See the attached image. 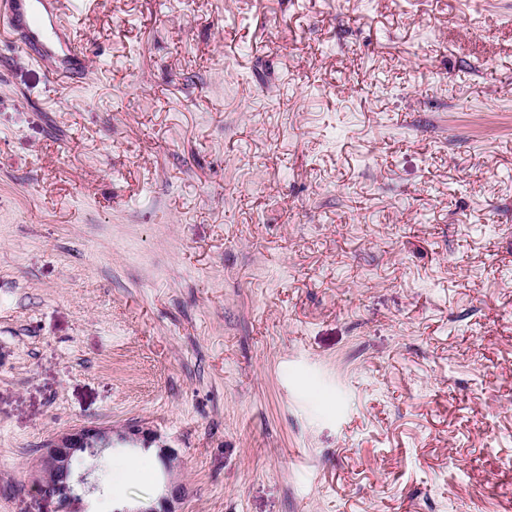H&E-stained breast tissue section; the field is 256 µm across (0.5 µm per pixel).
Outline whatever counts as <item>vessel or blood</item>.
<instances>
[{"mask_svg":"<svg viewBox=\"0 0 512 512\" xmlns=\"http://www.w3.org/2000/svg\"><path fill=\"white\" fill-rule=\"evenodd\" d=\"M63 0H0V19L51 78H77L87 53L63 22Z\"/></svg>","mask_w":512,"mask_h":512,"instance_id":"obj_1","label":"vessel or blood"}]
</instances>
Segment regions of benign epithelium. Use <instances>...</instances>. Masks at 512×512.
<instances>
[{"mask_svg":"<svg viewBox=\"0 0 512 512\" xmlns=\"http://www.w3.org/2000/svg\"><path fill=\"white\" fill-rule=\"evenodd\" d=\"M112 441L110 431L98 427H83L51 439L40 459L36 485L40 493L58 500L61 512H84L83 497L98 489L90 481V472L76 469L75 463L85 457L100 455ZM168 494L159 499L160 506L141 504L122 512H177L174 503L182 500L186 489L182 484L167 485Z\"/></svg>","mask_w":512,"mask_h":512,"instance_id":"7a95c632","label":"benign epithelium"}]
</instances>
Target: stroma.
Here are the masks:
<instances>
[{
  "mask_svg": "<svg viewBox=\"0 0 512 512\" xmlns=\"http://www.w3.org/2000/svg\"><path fill=\"white\" fill-rule=\"evenodd\" d=\"M64 16L68 87L0 27V512L87 426L98 512H512V0ZM169 492L159 499L160 508H157L154 504H141L137 508H125L124 510H115L117 512H178L175 510L174 502L182 500L186 494V489L182 484L172 485L169 483L167 486Z\"/></svg>",
  "mask_w": 512,
  "mask_h": 512,
  "instance_id": "obj_1",
  "label": "stroma"
}]
</instances>
